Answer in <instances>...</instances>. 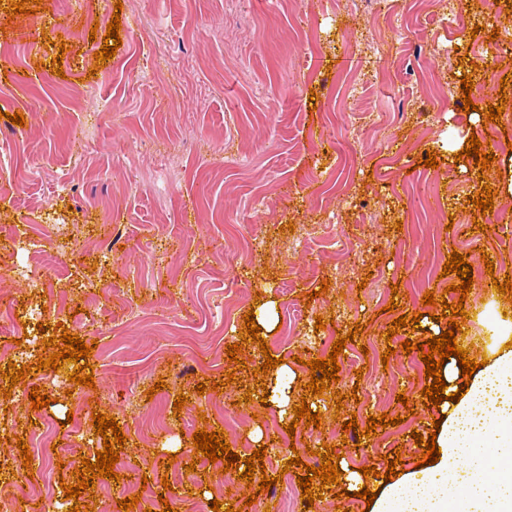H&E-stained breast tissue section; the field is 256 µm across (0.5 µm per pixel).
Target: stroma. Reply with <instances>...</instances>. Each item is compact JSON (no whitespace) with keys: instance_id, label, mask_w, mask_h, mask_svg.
<instances>
[{"instance_id":"obj_1","label":"stroma","mask_w":512,"mask_h":512,"mask_svg":"<svg viewBox=\"0 0 512 512\" xmlns=\"http://www.w3.org/2000/svg\"><path fill=\"white\" fill-rule=\"evenodd\" d=\"M0 0V50L36 67L32 81H0V162L20 190L0 183V371L31 364L43 352L32 341L38 323L97 341L93 387L70 385L73 364L26 375L11 398L0 396V503L7 512H68L64 484L76 483L82 458L103 438L92 412L115 416L127 440L115 470L96 478L111 499L138 496L129 512H211L246 484L208 459L194 461L197 428L223 430L240 457L265 445L267 475L283 481L242 512H364L357 497L329 485L307 504L297 485L294 451L320 465L323 445L343 448L347 466H377L400 451L414 469L422 449L411 431L429 434L434 409L420 392L425 365L399 344L419 331L383 334L394 316L417 311L426 291L464 300L477 346L490 344L498 294L485 261L512 251V226L497 211L486 232H467L482 184L478 168L454 159L470 136L490 142L501 171L512 168V79L494 69L498 46L512 42V17L494 0H386L382 10L352 0H43L33 15L8 18ZM76 14L77 22L65 17ZM122 45L97 64L94 53L113 15ZM497 40H490V31ZM61 37L62 46L52 45ZM63 72L55 74V55ZM466 62H459V55ZM471 75L477 111L461 109V77ZM353 97H345L347 85ZM507 96L500 123L485 109ZM24 125L9 121L11 113ZM438 168L421 166L428 151ZM69 228L68 238L53 225ZM111 240L112 251L102 250ZM465 254L474 284L467 298L443 275L451 251ZM327 293L313 297L321 281ZM272 301L277 330L266 336L273 356L291 360L303 383L308 360L329 354L338 333L365 330L343 349L336 404L324 391L321 427H284L289 418L259 401L242 403L265 359L243 344L248 367L233 370L226 348L240 341L243 315L255 298ZM398 299L387 312L390 299ZM45 306L41 320L32 308ZM326 330L315 331L317 319ZM395 354H387L388 344ZM166 386L149 389L157 380ZM224 383L198 393V382ZM301 387L295 396H302ZM50 395L33 410L32 387ZM405 393L408 404L397 402ZM187 401L174 412L179 395ZM414 416L359 444L343 421L388 413ZM52 429L65 467L63 484L45 486L48 463L39 445ZM260 441H253V433ZM24 436L33 457L26 475L10 436ZM176 462H169V453ZM195 472H186L187 464ZM172 488L164 490L161 481Z\"/></svg>"}]
</instances>
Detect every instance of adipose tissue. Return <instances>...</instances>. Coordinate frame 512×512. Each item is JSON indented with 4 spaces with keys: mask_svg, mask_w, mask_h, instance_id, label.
I'll return each instance as SVG.
<instances>
[{
    "mask_svg": "<svg viewBox=\"0 0 512 512\" xmlns=\"http://www.w3.org/2000/svg\"><path fill=\"white\" fill-rule=\"evenodd\" d=\"M473 357L485 365L467 385L456 357L443 366L447 393L462 397L440 404L437 463L389 482L345 469L347 491H376L369 512H512V304L496 317L492 346Z\"/></svg>",
    "mask_w": 512,
    "mask_h": 512,
    "instance_id": "adipose-tissue-1",
    "label": "adipose tissue"
}]
</instances>
